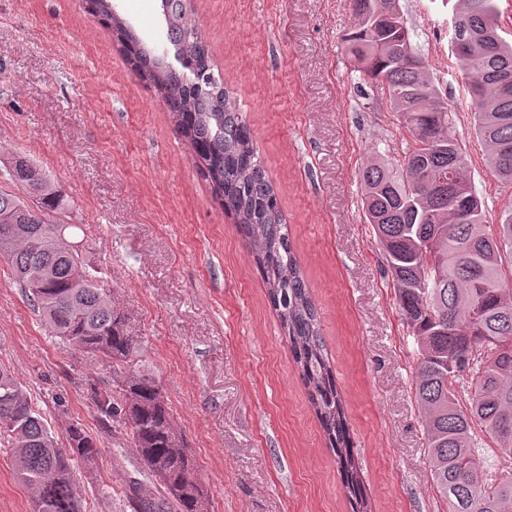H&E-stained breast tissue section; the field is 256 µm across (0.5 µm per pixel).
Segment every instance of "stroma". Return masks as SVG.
<instances>
[{
	"label": "stroma",
	"instance_id": "35a3bbf8",
	"mask_svg": "<svg viewBox=\"0 0 512 512\" xmlns=\"http://www.w3.org/2000/svg\"><path fill=\"white\" fill-rule=\"evenodd\" d=\"M214 71L250 124L318 312L372 512H445L414 396L418 346L361 208V172L398 156L405 131L380 93L362 96L345 53L346 0H187ZM456 0H400L412 39L456 113L467 176L487 223L512 204L485 164L452 53ZM164 49L161 0H112ZM38 166L88 224L87 249L144 338L208 512H352L337 457L257 270L253 250L197 172L160 95L82 0H0V161ZM0 362L64 440L62 419L99 446L76 474L87 512H133L124 424H103L88 383L120 368L49 336L0 264ZM0 512H33L0 447Z\"/></svg>",
	"mask_w": 512,
	"mask_h": 512
}]
</instances>
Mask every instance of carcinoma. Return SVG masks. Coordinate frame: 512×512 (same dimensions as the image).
<instances>
[{
  "label": "carcinoma",
  "instance_id": "cac0c4a2",
  "mask_svg": "<svg viewBox=\"0 0 512 512\" xmlns=\"http://www.w3.org/2000/svg\"><path fill=\"white\" fill-rule=\"evenodd\" d=\"M113 29L140 78L161 94L177 131L224 212L254 247L292 357L321 427L336 450L346 487L364 512L341 395L317 311L292 249L279 196L253 132L224 83L211 72L206 44L185 0H162L167 40L182 69L206 75L202 88L148 50L112 12L111 0H87ZM398 0H349L356 23L347 53L364 82L385 96L409 140L401 159L377 158L362 170L365 219L377 237L404 323L420 350L414 395L424 415L433 485L447 512H512V209L485 223L466 177L455 116L427 74ZM454 27L471 39L453 48L467 76L474 130L487 166L512 185V45L498 33L496 0H458ZM19 192L0 188V259L44 326L63 343L125 369L116 390L89 385L104 422L128 427L120 451L133 465L136 512H205L207 495L176 431L166 396L144 369L143 337L112 302L99 263L85 256L89 228L66 221L68 208L42 170L16 156L0 172ZM468 203L467 220L453 212ZM59 445L25 386L0 363V444L11 448L15 478L34 492L33 512H85L73 474L92 477L96 438L80 424ZM496 447H491V444ZM154 483L157 496L142 489Z\"/></svg>",
  "mask_w": 512,
  "mask_h": 512
}]
</instances>
